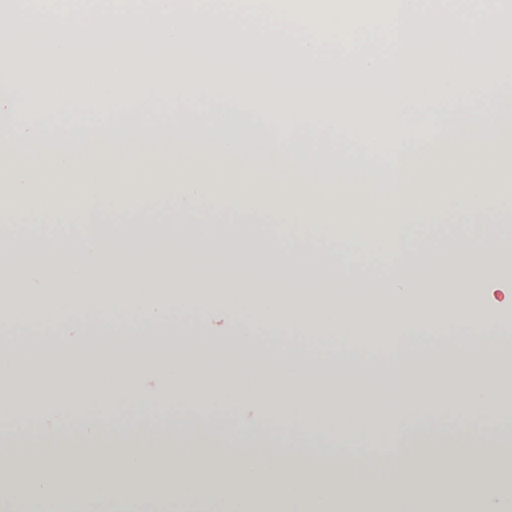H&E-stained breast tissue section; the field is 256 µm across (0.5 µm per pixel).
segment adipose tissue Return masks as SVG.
Here are the masks:
<instances>
[{
  "mask_svg": "<svg viewBox=\"0 0 512 512\" xmlns=\"http://www.w3.org/2000/svg\"><path fill=\"white\" fill-rule=\"evenodd\" d=\"M116 90L0 87V238L19 243L0 253V503L14 473L53 512L90 481L112 512L142 482L232 512H282L295 486L305 512H439L447 474L456 512L491 501L512 447L490 280L512 268V89L397 91L382 113ZM218 307L220 353L199 321ZM356 362L372 376L340 375ZM146 367L163 392L126 384ZM120 397L146 417L112 415ZM446 404L450 436L428 429ZM376 413L389 449L348 460Z\"/></svg>",
  "mask_w": 512,
  "mask_h": 512,
  "instance_id": "1",
  "label": "adipose tissue"
}]
</instances>
